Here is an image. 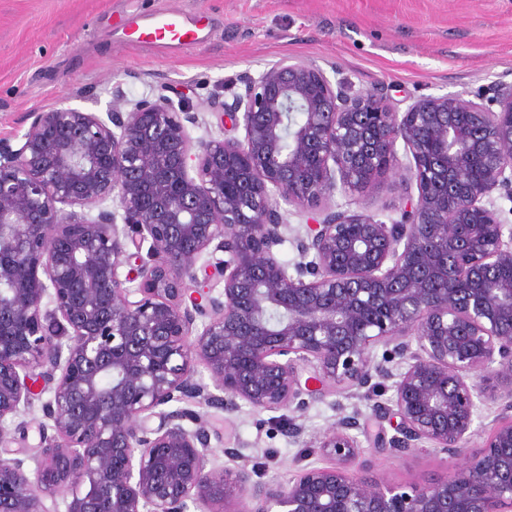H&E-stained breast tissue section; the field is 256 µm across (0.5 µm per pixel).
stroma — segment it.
I'll list each match as a JSON object with an SVG mask.
<instances>
[{
	"mask_svg": "<svg viewBox=\"0 0 512 512\" xmlns=\"http://www.w3.org/2000/svg\"><path fill=\"white\" fill-rule=\"evenodd\" d=\"M175 10L200 19L198 41L180 50L131 42V19ZM283 58L313 62L355 91H371L402 109L413 99L459 94L491 99L496 83L512 84V0H0V145L19 148L34 110L70 105L105 115L114 87L128 100L164 95L199 117L193 139L224 133L221 107L231 87ZM397 172L381 176L360 197L358 210L380 219L404 205ZM496 383L479 405L477 436L465 452L432 445L396 453L361 438L359 477L388 479L404 490L422 487L462 465L500 426ZM337 386L306 397L304 432L289 439L272 411L249 406L231 415L199 406L215 454L240 449L261 482L287 483L298 459L325 467L318 446L341 416L372 419L374 401Z\"/></svg>",
	"mask_w": 512,
	"mask_h": 512,
	"instance_id": "35a3bbf8",
	"label": "stroma"
}]
</instances>
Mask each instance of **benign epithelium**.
<instances>
[{
    "label": "benign epithelium",
    "mask_w": 512,
    "mask_h": 512,
    "mask_svg": "<svg viewBox=\"0 0 512 512\" xmlns=\"http://www.w3.org/2000/svg\"><path fill=\"white\" fill-rule=\"evenodd\" d=\"M242 83L224 104L240 138L196 145L197 113L117 86L106 118L60 104L31 113L19 149L0 145V512H512V388L481 450L411 492L350 473L357 411L320 441L331 466L269 485L236 448L237 466L218 464L185 407L299 411L306 363L315 394L392 389L373 412L399 417L396 434L373 447L461 452L483 385L512 384V280L488 283L512 270L493 200L512 197V85L488 105L442 94L401 112L312 62ZM382 160L406 184L399 218L329 205L354 204ZM282 202L312 214L292 274L274 252ZM205 256L219 292L197 278ZM45 393L32 478L6 421Z\"/></svg>",
    "instance_id": "benign-epithelium-1"
}]
</instances>
